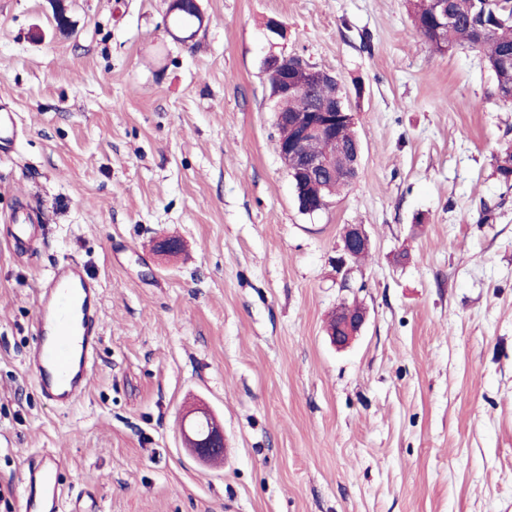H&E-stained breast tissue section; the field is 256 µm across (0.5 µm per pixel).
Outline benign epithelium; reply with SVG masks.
Instances as JSON below:
<instances>
[{
    "instance_id": "benign-epithelium-1",
    "label": "benign epithelium",
    "mask_w": 512,
    "mask_h": 512,
    "mask_svg": "<svg viewBox=\"0 0 512 512\" xmlns=\"http://www.w3.org/2000/svg\"><path fill=\"white\" fill-rule=\"evenodd\" d=\"M301 70L309 73L322 87V93L310 112L276 111V125L282 131L278 140L279 155L289 170L295 184L302 182L320 189L329 188L336 179V169L330 159L310 153L306 149L313 138L336 139V127L340 123H354V116L347 111L345 96H336L338 80L331 72L318 69L301 55L279 56L271 54L265 58L264 70L278 78L277 95L288 96L297 91L289 77V71ZM347 156L348 173L356 177L361 167L362 143L355 139L351 144L339 145ZM371 249L370 238L362 224H348L342 235V244L336 257V272L347 281L350 263L357 254ZM336 316L345 331L343 336L331 337L332 342L343 347L357 334L365 322V311L342 303ZM182 438L196 459L208 462L224 454V430L212 415L199 411V416L183 428Z\"/></svg>"
}]
</instances>
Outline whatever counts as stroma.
<instances>
[{
  "instance_id": "obj_1",
  "label": "stroma",
  "mask_w": 512,
  "mask_h": 512,
  "mask_svg": "<svg viewBox=\"0 0 512 512\" xmlns=\"http://www.w3.org/2000/svg\"><path fill=\"white\" fill-rule=\"evenodd\" d=\"M66 5L62 31L51 0H0L20 129L0 149V512L42 450L84 512H512V104L485 57L434 50L409 0H199L186 42L169 0ZM271 54L333 72L362 142L314 214L278 153ZM20 209L40 226L24 248ZM348 224L371 254L343 288ZM63 260L104 295L98 372L68 409L24 364ZM344 301L367 319L339 349ZM195 404L224 427L222 466L182 445Z\"/></svg>"
}]
</instances>
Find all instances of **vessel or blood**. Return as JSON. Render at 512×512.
<instances>
[{
    "label": "vessel or blood",
    "instance_id": "obj_1",
    "mask_svg": "<svg viewBox=\"0 0 512 512\" xmlns=\"http://www.w3.org/2000/svg\"><path fill=\"white\" fill-rule=\"evenodd\" d=\"M102 301L99 281L73 260L57 263L39 285L35 338L25 364L40 394L57 406L78 403L93 381L102 338ZM64 464L54 453L23 461L22 512H62L59 477Z\"/></svg>",
    "mask_w": 512,
    "mask_h": 512
}]
</instances>
